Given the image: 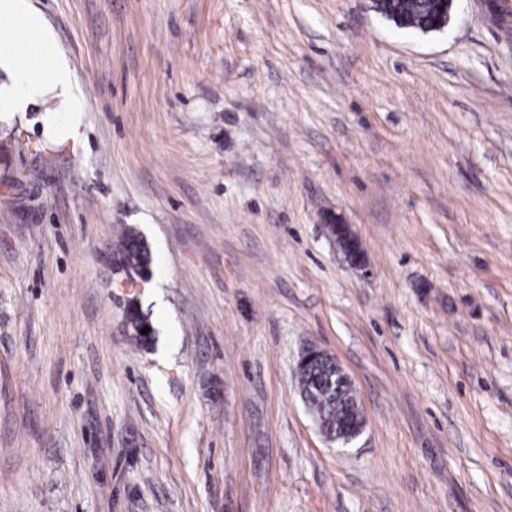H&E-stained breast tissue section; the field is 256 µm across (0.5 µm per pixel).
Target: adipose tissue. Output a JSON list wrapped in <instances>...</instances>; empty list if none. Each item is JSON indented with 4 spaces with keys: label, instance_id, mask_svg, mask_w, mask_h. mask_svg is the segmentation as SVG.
I'll list each match as a JSON object with an SVG mask.
<instances>
[{
    "label": "adipose tissue",
    "instance_id": "obj_1",
    "mask_svg": "<svg viewBox=\"0 0 512 512\" xmlns=\"http://www.w3.org/2000/svg\"><path fill=\"white\" fill-rule=\"evenodd\" d=\"M1 18L11 25L0 28V69L14 72L26 95L54 92L62 97L66 111H77L70 95L71 71L42 16L30 10L26 0H0Z\"/></svg>",
    "mask_w": 512,
    "mask_h": 512
}]
</instances>
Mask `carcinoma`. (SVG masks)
Instances as JSON below:
<instances>
[{
	"mask_svg": "<svg viewBox=\"0 0 512 512\" xmlns=\"http://www.w3.org/2000/svg\"><path fill=\"white\" fill-rule=\"evenodd\" d=\"M439 2L374 0V8L400 29L431 32L441 22ZM119 251L126 270L139 276L149 271L150 251L134 229L129 228L122 234ZM146 326L148 333H141ZM126 330L140 348L154 343L155 329L135 305L127 311ZM297 382L303 402L315 413L328 434H336L351 421L350 410L355 406V396L347 376L336 370V364L323 361L302 367L297 371Z\"/></svg>",
	"mask_w": 512,
	"mask_h": 512,
	"instance_id": "obj_1",
	"label": "carcinoma"
}]
</instances>
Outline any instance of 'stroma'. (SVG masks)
Segmentation results:
<instances>
[{"label":"stroma","instance_id":"obj_1","mask_svg":"<svg viewBox=\"0 0 512 512\" xmlns=\"http://www.w3.org/2000/svg\"><path fill=\"white\" fill-rule=\"evenodd\" d=\"M29 2L81 124L0 112V512H512V22ZM311 344L363 407L350 445L298 394ZM336 227L343 229L341 233H337L336 242L340 249L344 252L352 265L355 267L365 268L364 257L359 242L349 227L345 224H336ZM119 251L123 266L140 277L149 271L151 254L143 238L132 228H128L121 236ZM125 325L129 336L138 347L148 348L154 343L155 329L148 319L140 313L136 304L128 309ZM145 326L149 327V331L147 334H142L141 330Z\"/></svg>","mask_w":512,"mask_h":512}]
</instances>
